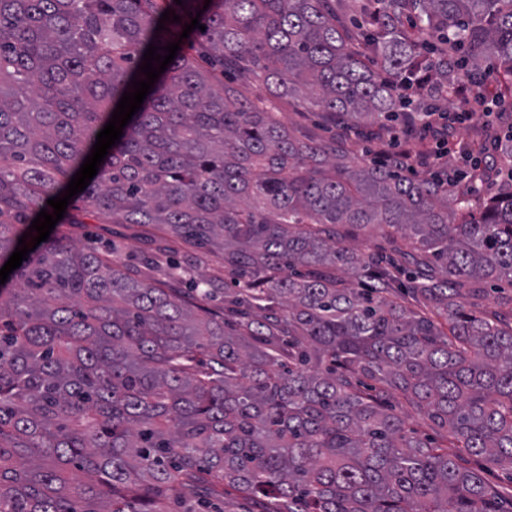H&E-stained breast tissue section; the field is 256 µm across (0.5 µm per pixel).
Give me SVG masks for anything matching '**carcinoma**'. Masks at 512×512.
Returning a JSON list of instances; mask_svg holds the SVG:
<instances>
[{"mask_svg":"<svg viewBox=\"0 0 512 512\" xmlns=\"http://www.w3.org/2000/svg\"><path fill=\"white\" fill-rule=\"evenodd\" d=\"M169 2L203 12L206 38L80 193L105 224L156 225L153 252L118 263L68 216L0 284V512H211L229 491L261 512H512L469 466L512 471V319L453 300L512 282V184L477 207L430 175L347 166L224 79L259 71L339 138L397 120L415 138L409 80L477 87L490 60L512 88V0H374L352 29L336 0ZM160 18L156 0H0V268L148 45L178 42ZM368 227L393 256L345 245Z\"/></svg>","mask_w":512,"mask_h":512,"instance_id":"obj_1","label":"carcinoma"}]
</instances>
